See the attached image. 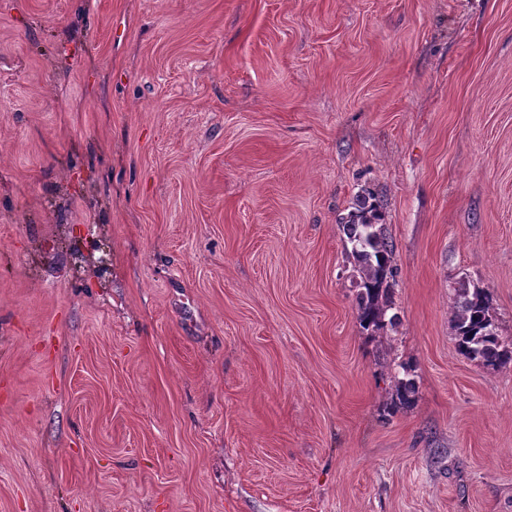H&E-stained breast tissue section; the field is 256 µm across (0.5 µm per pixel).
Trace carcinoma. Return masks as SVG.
I'll return each mask as SVG.
<instances>
[{"mask_svg": "<svg viewBox=\"0 0 512 512\" xmlns=\"http://www.w3.org/2000/svg\"><path fill=\"white\" fill-rule=\"evenodd\" d=\"M350 244L352 272L356 287L357 319L371 335H384L397 325L393 309L395 272L394 246L384 223V214L375 198L360 195L353 210L342 218ZM490 298L479 287L464 288L452 307V325L458 353L485 366L498 367L512 362V345L503 341L490 313ZM404 377L394 381V406H409L415 400L416 386L409 378L411 368L402 366Z\"/></svg>", "mask_w": 512, "mask_h": 512, "instance_id": "obj_1", "label": "carcinoma"}]
</instances>
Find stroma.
Listing matches in <instances>:
<instances>
[{"mask_svg": "<svg viewBox=\"0 0 512 512\" xmlns=\"http://www.w3.org/2000/svg\"><path fill=\"white\" fill-rule=\"evenodd\" d=\"M473 286L512 339V0H0V512H512ZM342 227L351 248L352 272L356 287L357 319L371 336L387 335L397 325L392 293L395 272L392 265L394 246L384 223L380 205L370 194L359 195ZM487 292L474 286L462 288L452 307V325L458 353L485 366L512 362V345L503 341L490 313Z\"/></svg>", "mask_w": 512, "mask_h": 512, "instance_id": "35a3bbf8", "label": "stroma"}]
</instances>
